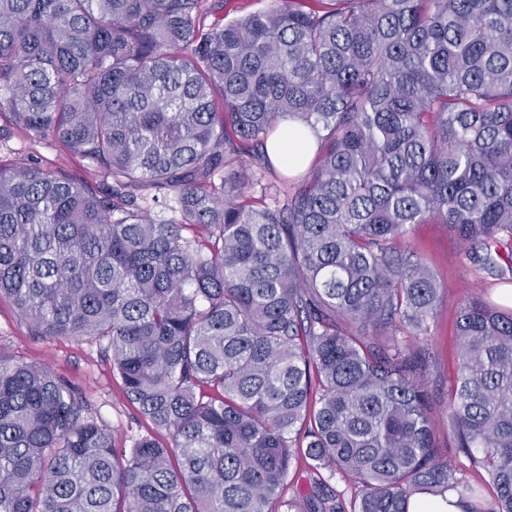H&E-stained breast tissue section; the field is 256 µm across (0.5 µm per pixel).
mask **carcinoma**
I'll return each instance as SVG.
<instances>
[{
	"label": "carcinoma",
	"mask_w": 512,
	"mask_h": 512,
	"mask_svg": "<svg viewBox=\"0 0 512 512\" xmlns=\"http://www.w3.org/2000/svg\"><path fill=\"white\" fill-rule=\"evenodd\" d=\"M0 0V140L93 182L0 167V300L106 344L167 430L118 448L83 392L0 350V512H408L478 491L437 442L431 266L446 224L512 283V0ZM289 122L314 141L274 173ZM158 193L138 195L143 185ZM455 447L512 512V309L457 316ZM359 484L349 510L290 470ZM35 160L77 182L93 181L95 177L94 167L87 159L71 153L51 138L33 141L23 131L14 130L11 138L0 141L1 166ZM476 507V501L462 500L455 492L448 491L443 497L414 495L409 503V512H472Z\"/></svg>",
	"instance_id": "carcinoma-1"
}]
</instances>
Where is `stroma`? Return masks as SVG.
I'll return each instance as SVG.
<instances>
[{"label":"stroma","mask_w":512,"mask_h":512,"mask_svg":"<svg viewBox=\"0 0 512 512\" xmlns=\"http://www.w3.org/2000/svg\"><path fill=\"white\" fill-rule=\"evenodd\" d=\"M29 161L52 168L77 182L93 180L94 169L83 157L71 153L52 139L31 140L23 131L0 141V165L10 166ZM409 244L434 269L441 284V299L429 345L428 388L439 399L434 417L440 425L439 445L450 464L464 479L481 489L479 503L488 512L495 496L485 483L482 471L472 467L458 453L448 434L447 416L442 406L453 383L460 360V342L456 329V312L474 292H481L490 302L501 300V287L486 272L460 260L461 246L444 224L416 225ZM0 350L26 362L45 365L83 390L97 415L110 427L117 446H130L133 439L151 433L162 444H170L166 430L155 428L142 417L123 395L122 382L112 370V359L103 345L68 336L34 335L10 302H0Z\"/></svg>","instance_id":"35a3bbf8"}]
</instances>
